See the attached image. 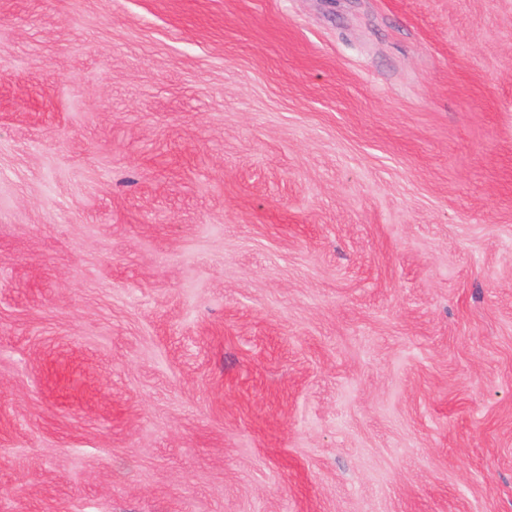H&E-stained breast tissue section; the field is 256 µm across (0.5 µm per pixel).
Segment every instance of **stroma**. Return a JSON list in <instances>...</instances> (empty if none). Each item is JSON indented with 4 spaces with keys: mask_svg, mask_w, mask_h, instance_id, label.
<instances>
[{
    "mask_svg": "<svg viewBox=\"0 0 512 512\" xmlns=\"http://www.w3.org/2000/svg\"><path fill=\"white\" fill-rule=\"evenodd\" d=\"M0 512H512V0H0Z\"/></svg>",
    "mask_w": 512,
    "mask_h": 512,
    "instance_id": "obj_1",
    "label": "stroma"
}]
</instances>
